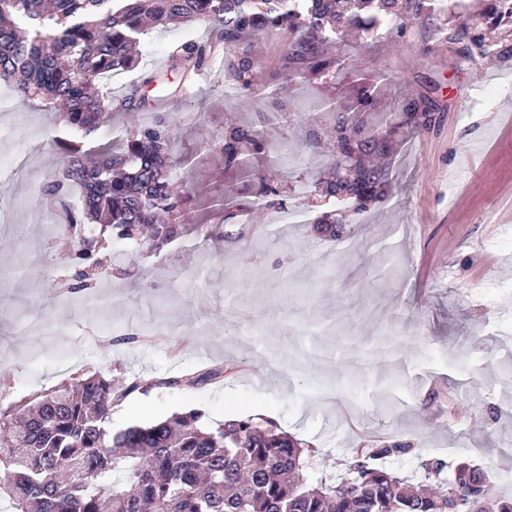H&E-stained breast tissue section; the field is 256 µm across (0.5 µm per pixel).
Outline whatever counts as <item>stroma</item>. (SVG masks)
Returning <instances> with one entry per match:
<instances>
[{
    "mask_svg": "<svg viewBox=\"0 0 512 512\" xmlns=\"http://www.w3.org/2000/svg\"><path fill=\"white\" fill-rule=\"evenodd\" d=\"M205 35L201 27L150 30L146 65L113 77L110 88L121 94L152 70L178 85L171 53ZM286 41L283 33L253 39L267 94L251 109L241 110L218 64L162 110L204 113L207 130L218 133L230 119L257 123L266 112L344 105L366 86L392 111L406 92L433 90L442 125L396 135L392 196L336 241L316 225L270 214L247 250L192 234L167 259L145 261L143 274L101 283L98 302L76 298L48 310L51 288L38 271L68 275L71 254L31 197L49 164L61 161L43 146L63 123L41 101L19 104L0 83V225L22 233L19 244H0V338L11 342L0 402L100 374L141 384L113 410L116 429L192 408L204 410L212 426L261 412L312 450L315 477L339 479L357 449L399 440L409 449L386 466L412 482L423 481L420 462L428 457L452 466L476 461L512 496V455L497 452L512 440V357L501 347L512 338V222L500 220L512 206V58L451 68V51L414 25L397 41L342 46L353 67L331 81L306 73L282 95L278 61ZM487 87L497 91L491 106L480 94ZM265 130L280 166L325 172L328 154H303L297 126ZM178 151L193 159L178 173L194 190L189 223L210 219L207 201L217 194L251 200L253 177L225 173L221 157L203 155L193 122L182 127ZM186 264L200 279L170 280L171 268ZM364 264L381 270L370 288L359 285ZM104 322L120 335L138 328L148 336L100 344ZM340 347L366 364L376 348L396 360L340 370ZM216 367L223 378L198 388L165 384Z\"/></svg>",
    "mask_w": 512,
    "mask_h": 512,
    "instance_id": "obj_1",
    "label": "stroma"
}]
</instances>
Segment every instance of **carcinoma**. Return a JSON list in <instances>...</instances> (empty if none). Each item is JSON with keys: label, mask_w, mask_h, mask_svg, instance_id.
I'll return each instance as SVG.
<instances>
[{"label": "carcinoma", "mask_w": 512, "mask_h": 512, "mask_svg": "<svg viewBox=\"0 0 512 512\" xmlns=\"http://www.w3.org/2000/svg\"><path fill=\"white\" fill-rule=\"evenodd\" d=\"M464 0H0V80L18 102L40 99L65 112L66 158L44 193L57 201L82 189L73 221L87 235L64 228L72 239L73 270L65 301L95 297L100 278L134 274L112 270V253L124 249L141 262L160 258L189 234L182 210L190 191L176 173L189 159L175 153L181 116L154 113L112 145V113L153 107L152 88L166 87L151 72L121 97L99 79L127 71L145 53L150 29L200 24L205 40H189L172 68L203 71L225 44L236 47L227 78L248 106L259 91L250 37L288 32L279 69L285 83L315 72L332 79L346 60L331 51L353 38L396 39L417 24L454 47L453 66L492 63L512 52V0H487L473 23L460 19ZM373 94H357L353 109L334 107L329 124L316 114L301 120L305 147L330 152L328 173L308 181L286 169L281 176L330 205L314 223L335 238L347 224L384 202L393 190L392 134L428 131L436 105L410 92L394 112L375 111ZM207 154L224 159V171H251L259 194L247 203L217 198L209 235L224 237L225 224L254 227L269 213L298 216L279 184L256 169L258 155L278 154L261 128L230 122L203 141ZM217 373L202 372L166 385L198 386ZM119 388L100 375L76 378L27 396L0 412V504L8 512H512V497L498 495L481 468L466 463L445 476L444 462L423 464L435 486L423 489L374 465L405 444L388 442L356 452L347 476L313 480L300 443L253 418L213 428L191 409L146 426L112 429V399Z\"/></svg>", "instance_id": "1"}]
</instances>
